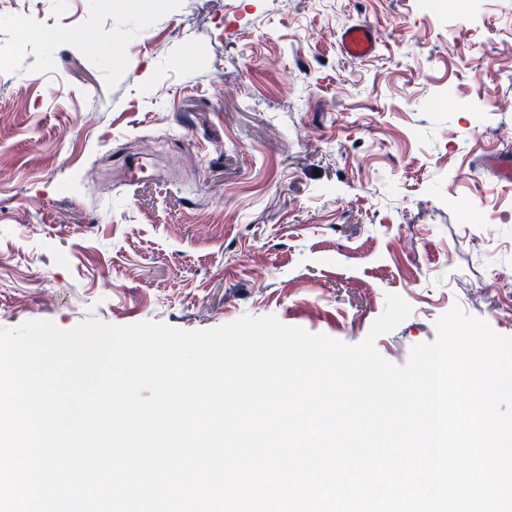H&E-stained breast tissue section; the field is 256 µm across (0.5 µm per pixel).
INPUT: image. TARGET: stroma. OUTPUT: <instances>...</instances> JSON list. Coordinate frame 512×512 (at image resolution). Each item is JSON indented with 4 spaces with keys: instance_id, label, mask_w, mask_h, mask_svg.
I'll return each instance as SVG.
<instances>
[{
    "instance_id": "stroma-1",
    "label": "stroma",
    "mask_w": 512,
    "mask_h": 512,
    "mask_svg": "<svg viewBox=\"0 0 512 512\" xmlns=\"http://www.w3.org/2000/svg\"><path fill=\"white\" fill-rule=\"evenodd\" d=\"M366 21L368 58L338 34ZM512 0H0V329L512 336ZM153 157L157 178L123 179Z\"/></svg>"
}]
</instances>
